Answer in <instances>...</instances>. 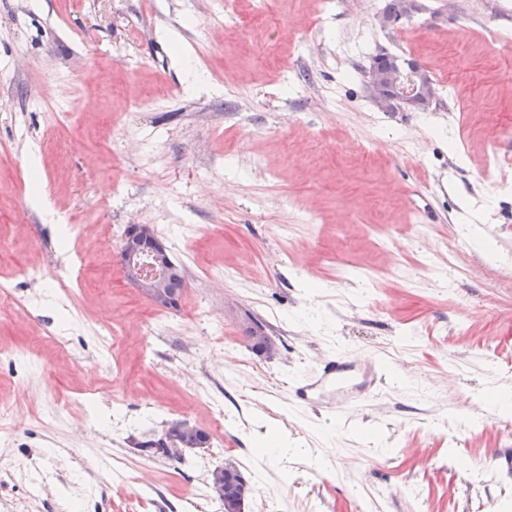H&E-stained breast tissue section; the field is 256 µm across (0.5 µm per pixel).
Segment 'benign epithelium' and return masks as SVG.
I'll return each instance as SVG.
<instances>
[{
    "instance_id": "benign-epithelium-1",
    "label": "benign epithelium",
    "mask_w": 512,
    "mask_h": 512,
    "mask_svg": "<svg viewBox=\"0 0 512 512\" xmlns=\"http://www.w3.org/2000/svg\"><path fill=\"white\" fill-rule=\"evenodd\" d=\"M418 0H402L401 12H379V24L384 29L397 27L411 20L420 11ZM364 87L378 109L386 112L425 111L436 99L435 83L422 70L406 71L405 64L395 60L393 66L383 67L373 59L363 69ZM120 265L127 284L138 289L154 306L176 309V300L167 288V275L172 259L164 243L148 224H131L121 239ZM248 338L259 351H272L273 343L256 326L248 330ZM197 438L196 450L209 447L206 430L179 421L157 438L134 444V452L168 461H180L191 451L180 435ZM209 489L213 498L224 503V512H246L252 494L248 478L232 463L214 468L209 474Z\"/></svg>"
}]
</instances>
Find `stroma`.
<instances>
[{
    "label": "stroma",
    "mask_w": 512,
    "mask_h": 512,
    "mask_svg": "<svg viewBox=\"0 0 512 512\" xmlns=\"http://www.w3.org/2000/svg\"><path fill=\"white\" fill-rule=\"evenodd\" d=\"M425 2L423 25L386 31L384 0H233L234 27L224 0H0V277L17 298L0 304V348L40 359L27 380L0 359V404L18 408L0 467L28 461L51 489L2 486L0 512H185L199 453L176 463L127 443L179 419L222 434L249 512H474L476 474L486 512H512V472L492 468L512 450V408L482 396L492 380L512 389V192L499 189L512 169L489 163L512 160V42L483 37L512 30V9ZM382 50L432 77L428 111L371 102L363 68ZM57 100L71 120L54 117ZM60 218L80 229L71 298L55 294ZM183 220L169 253L186 288L175 322L148 336L153 306L117 247L127 225L179 236ZM218 264L234 279L206 280ZM32 265L45 281L25 278ZM202 309L248 369L211 354L191 317ZM257 320L273 354L246 339ZM109 324L122 330L118 378L97 359ZM339 352L388 363L350 422L292 401L295 380ZM196 381L223 400L222 423ZM148 400L159 411L142 425ZM114 401L129 427L110 425Z\"/></svg>",
    "instance_id": "stroma-1"
}]
</instances>
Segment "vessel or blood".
<instances>
[{
	"label": "vessel or blood",
	"mask_w": 512,
	"mask_h": 512,
	"mask_svg": "<svg viewBox=\"0 0 512 512\" xmlns=\"http://www.w3.org/2000/svg\"><path fill=\"white\" fill-rule=\"evenodd\" d=\"M384 361L379 355H368L362 365L337 362L322 374L297 380V402L305 407L323 399L330 411L350 416L375 393V383Z\"/></svg>",
	"instance_id": "1"
}]
</instances>
